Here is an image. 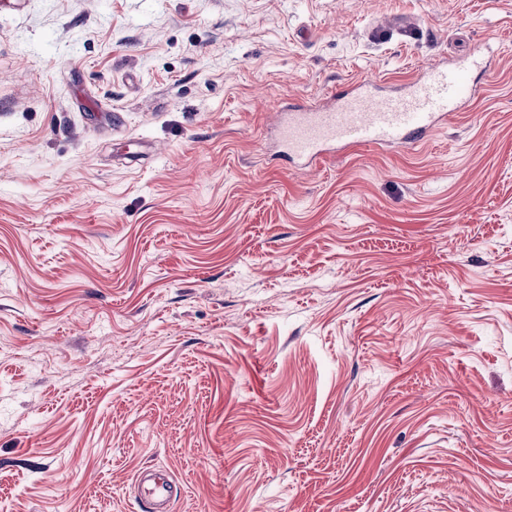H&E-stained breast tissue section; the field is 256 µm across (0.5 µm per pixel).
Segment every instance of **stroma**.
I'll list each match as a JSON object with an SVG mask.
<instances>
[{"mask_svg":"<svg viewBox=\"0 0 512 512\" xmlns=\"http://www.w3.org/2000/svg\"><path fill=\"white\" fill-rule=\"evenodd\" d=\"M486 43L424 144L263 147ZM146 467L172 512H512V0H0V506L142 512ZM135 483L140 489L138 502L145 512H170L177 495V486L166 471L147 468L137 473Z\"/></svg>","mask_w":512,"mask_h":512,"instance_id":"stroma-1","label":"stroma"}]
</instances>
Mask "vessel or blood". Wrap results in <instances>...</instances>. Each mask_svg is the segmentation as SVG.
<instances>
[{"label": "vessel or blood", "instance_id": "obj_1", "mask_svg": "<svg viewBox=\"0 0 512 512\" xmlns=\"http://www.w3.org/2000/svg\"><path fill=\"white\" fill-rule=\"evenodd\" d=\"M477 60L473 53L424 67L397 85L366 77L320 101L277 104L268 132L280 156L297 169L316 167L356 145L397 148L425 141L475 96L471 72ZM135 481L146 512H170L177 486L166 471L148 468Z\"/></svg>", "mask_w": 512, "mask_h": 512}]
</instances>
